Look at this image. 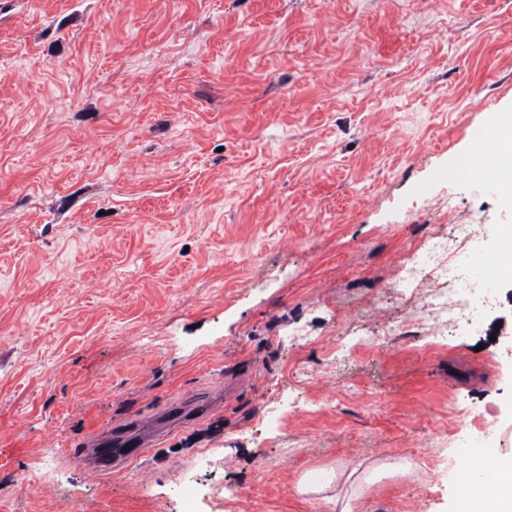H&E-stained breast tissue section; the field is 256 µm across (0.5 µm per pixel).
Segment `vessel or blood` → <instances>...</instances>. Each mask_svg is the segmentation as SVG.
Returning <instances> with one entry per match:
<instances>
[{
  "instance_id": "1",
  "label": "vessel or blood",
  "mask_w": 512,
  "mask_h": 512,
  "mask_svg": "<svg viewBox=\"0 0 512 512\" xmlns=\"http://www.w3.org/2000/svg\"><path fill=\"white\" fill-rule=\"evenodd\" d=\"M215 409L216 402L212 399L176 405L160 412L154 433L115 432L112 447L93 448L90 461L95 472H107L140 460L151 451L156 440L168 437L185 425L210 417Z\"/></svg>"
}]
</instances>
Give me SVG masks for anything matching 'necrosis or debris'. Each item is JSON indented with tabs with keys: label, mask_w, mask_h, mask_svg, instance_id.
<instances>
[{
	"label": "necrosis or debris",
	"mask_w": 512,
	"mask_h": 512,
	"mask_svg": "<svg viewBox=\"0 0 512 512\" xmlns=\"http://www.w3.org/2000/svg\"><path fill=\"white\" fill-rule=\"evenodd\" d=\"M484 252L482 238L458 225L406 246L399 285L418 277L437 283L429 300L431 312L418 316L416 325H424L437 313L446 316L452 335L483 333L486 315L499 298L494 278L476 274L473 268L477 256Z\"/></svg>",
	"instance_id": "necrosis-or-debris-1"
}]
</instances>
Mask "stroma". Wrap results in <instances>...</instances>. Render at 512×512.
I'll use <instances>...</instances> for the list:
<instances>
[{
	"instance_id": "1",
	"label": "stroma",
	"mask_w": 512,
	"mask_h": 512,
	"mask_svg": "<svg viewBox=\"0 0 512 512\" xmlns=\"http://www.w3.org/2000/svg\"><path fill=\"white\" fill-rule=\"evenodd\" d=\"M511 110L512 0H0V512H177L204 451L237 493L201 512H336L299 480L365 459L411 472L353 512H455L441 436L512 441V303L331 351L420 312L389 286L430 225H512L462 169ZM217 389L123 470L69 458ZM341 336H370L359 337L358 339L341 340L336 342V347L333 349V355L336 361L345 362L354 354L356 346L360 344H372V337L370 334L361 333V330L352 331V333H343Z\"/></svg>"
}]
</instances>
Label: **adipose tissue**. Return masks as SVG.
I'll return each instance as SVG.
<instances>
[{
  "instance_id": "adipose-tissue-1",
  "label": "adipose tissue",
  "mask_w": 512,
  "mask_h": 512,
  "mask_svg": "<svg viewBox=\"0 0 512 512\" xmlns=\"http://www.w3.org/2000/svg\"><path fill=\"white\" fill-rule=\"evenodd\" d=\"M475 150L481 155L499 158L497 176L504 202H512V113L495 114L478 137ZM498 475V492L486 493L478 488L477 478L484 469ZM458 512H512V455L490 449L479 450L465 474V483L457 498Z\"/></svg>"
}]
</instances>
